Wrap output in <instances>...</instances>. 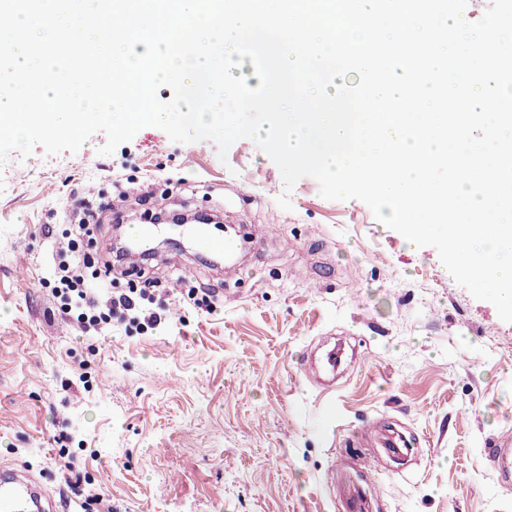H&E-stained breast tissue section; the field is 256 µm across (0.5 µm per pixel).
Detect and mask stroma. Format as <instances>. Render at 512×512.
<instances>
[{"label":"stroma","mask_w":512,"mask_h":512,"mask_svg":"<svg viewBox=\"0 0 512 512\" xmlns=\"http://www.w3.org/2000/svg\"><path fill=\"white\" fill-rule=\"evenodd\" d=\"M10 152L0 165V458L69 512H512L481 456L512 434V323L356 199L286 188L258 143L146 127L102 155ZM109 186L125 224L143 194L236 225L230 264L160 248L159 329L83 336L41 281L72 193ZM288 196L291 210L278 204ZM214 286V312L189 289ZM342 345L332 386L310 357ZM414 448L395 455L389 434ZM64 445H57V438ZM72 468H65V461Z\"/></svg>","instance_id":"stroma-1"}]
</instances>
